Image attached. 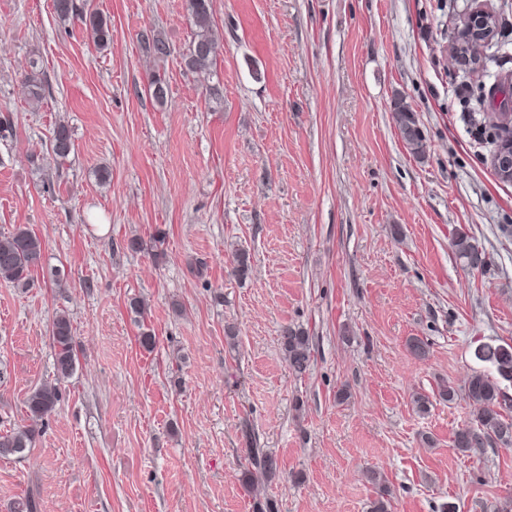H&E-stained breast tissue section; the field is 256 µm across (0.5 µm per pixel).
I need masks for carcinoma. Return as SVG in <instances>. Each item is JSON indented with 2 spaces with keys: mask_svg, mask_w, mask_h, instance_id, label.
Segmentation results:
<instances>
[{
  "mask_svg": "<svg viewBox=\"0 0 512 512\" xmlns=\"http://www.w3.org/2000/svg\"><path fill=\"white\" fill-rule=\"evenodd\" d=\"M58 20L67 23L81 20L89 30L95 46L102 50L110 41V24L102 14L89 9L86 0H53ZM187 10L194 25L192 39L185 55L187 68L208 81L215 75L221 44L213 33L210 0H187ZM145 49L157 57L170 54V46L158 36L142 35ZM25 97L32 110H37L45 97L46 79L38 62L31 63V70L22 80ZM394 115L401 139L411 154L424 155V130L416 112L403 100L394 101ZM51 151L59 162L66 160L74 149L70 127L58 122L51 133ZM459 258L472 269L486 266V255L466 236L455 240ZM43 240L28 226L18 225L13 231L0 235V279L16 287H26L33 281V273L42 267ZM55 348L54 368L57 379L70 377L76 368L75 339L70 317L57 314L50 326ZM280 350L291 373L297 377L309 371L313 357V337L299 327L288 325L279 336ZM475 358L495 368L496 375L474 372L466 380L464 388L442 381L437 386L438 397L445 402L454 401L458 393H464L474 406L473 424L456 430L452 448L468 453L476 448L499 444L512 447V399L501 386V381H512V344L485 343L475 350ZM60 401V391L55 385L43 384L33 388L24 399L26 415L31 425H18L0 432V456L23 455L32 447L40 430L34 423L49 417ZM246 461L242 471V484L253 493L259 479L269 481L276 477L279 466L275 457L262 448L246 449ZM375 485L376 498L371 512H391V491L386 480L370 473Z\"/></svg>",
  "mask_w": 512,
  "mask_h": 512,
  "instance_id": "cac0c4a2",
  "label": "carcinoma"
}]
</instances>
